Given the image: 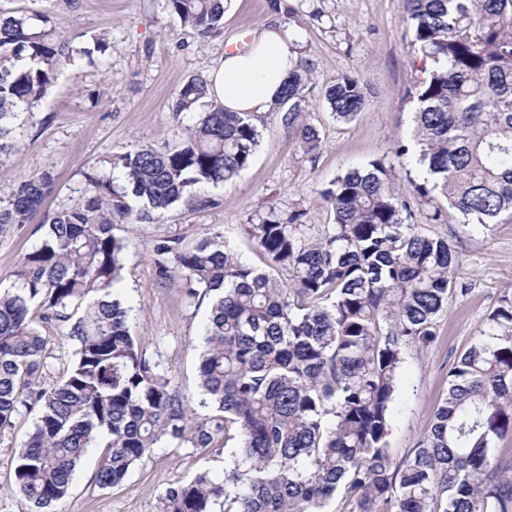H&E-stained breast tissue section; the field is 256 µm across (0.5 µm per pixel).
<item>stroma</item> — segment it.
Segmentation results:
<instances>
[{
    "label": "stroma",
    "instance_id": "obj_1",
    "mask_svg": "<svg viewBox=\"0 0 512 512\" xmlns=\"http://www.w3.org/2000/svg\"><path fill=\"white\" fill-rule=\"evenodd\" d=\"M43 11L56 35L74 47L92 49L76 57L50 84L38 112L20 113L5 156L8 175L0 179V206L28 174L47 172L52 192L42 214L0 232V278L20 256L38 245L47 214L96 193L90 179L112 172L113 160L135 146L167 149L182 140L190 117L173 107L181 85L205 79L211 67L241 36L277 21L295 30L313 63L309 119L321 136L317 151L306 152L279 116H269L250 167L234 182L198 188L211 207L180 206L153 224H118L116 236L128 243L120 296L129 309L131 333L147 358L167 369L171 384L195 395L203 327L209 298L186 300L181 288H158L153 258L173 241L189 246L213 230L223 232L242 260L262 268L265 256L244 232L269 208L287 214L305 211L306 223L323 229L333 214L321 191L346 167L384 157L396 171V187L407 192L409 157L395 154L396 143H411L416 110L413 83L421 61L410 47L401 0H229L224 25L202 37L171 16L166 0H0V9ZM106 53L94 52L96 37ZM358 70L372 104L349 122L336 120L324 92L336 78ZM430 208V207H429ZM429 208L413 207L412 223L448 238L460 257V292L437 320V336L424 348L409 349L401 365L387 440L394 458L416 448L448 390V368L481 333L490 332V314L502 297L512 296V219L482 227L462 223L456 212L428 221ZM34 415L0 433V512H26L11 496L13 456L34 427ZM236 441L199 451L162 440L124 482L102 489L94 475L102 455L84 457L67 498L55 512H157L159 496L172 484L206 471L221 479Z\"/></svg>",
    "mask_w": 512,
    "mask_h": 512
}]
</instances>
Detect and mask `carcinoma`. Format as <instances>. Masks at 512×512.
Instances as JSON below:
<instances>
[{
	"instance_id": "obj_1",
	"label": "carcinoma",
	"mask_w": 512,
	"mask_h": 512,
	"mask_svg": "<svg viewBox=\"0 0 512 512\" xmlns=\"http://www.w3.org/2000/svg\"><path fill=\"white\" fill-rule=\"evenodd\" d=\"M171 14L207 36L224 23V0H166ZM411 46L421 54L415 85L412 196L448 199L469 224L512 216V0H403ZM44 14L0 10V155L10 123L37 112L73 46L44 28ZM311 63L300 58L274 112L306 152L319 149L307 122ZM207 84L185 82L174 112L194 118L175 147L139 145L118 157L121 177L91 179L98 194L55 212L39 245L0 290V433L37 413L14 453L13 494L28 512L66 498L88 449L103 447L96 484L111 488L167 438L205 450L238 436L224 479L207 474L169 486L160 512H325L336 495L347 512H512V456L491 453L512 432V299L448 368V391L429 432L406 457L386 441L405 352L429 345L455 292L458 255L448 239L409 223L411 204L383 158L350 167L321 191L333 223L321 236L271 208L246 233L267 269L239 259L213 231L197 244L157 248V286L180 279L189 299L213 297L198 367L200 420L145 357L118 294L124 239L114 225L161 222L250 166L266 117L198 107ZM333 116L350 121L369 105L351 71L328 86ZM52 178L20 180L0 230L41 207ZM288 278H279V271ZM61 322L71 356L58 380L44 325Z\"/></svg>"
}]
</instances>
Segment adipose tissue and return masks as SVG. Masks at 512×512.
I'll use <instances>...</instances> for the list:
<instances>
[{
  "mask_svg": "<svg viewBox=\"0 0 512 512\" xmlns=\"http://www.w3.org/2000/svg\"><path fill=\"white\" fill-rule=\"evenodd\" d=\"M297 41V33L286 25L261 26L250 52L225 54L208 72L209 100L235 112H269L299 59Z\"/></svg>",
  "mask_w": 512,
  "mask_h": 512,
  "instance_id": "ef3b65f1",
  "label": "adipose tissue"
}]
</instances>
